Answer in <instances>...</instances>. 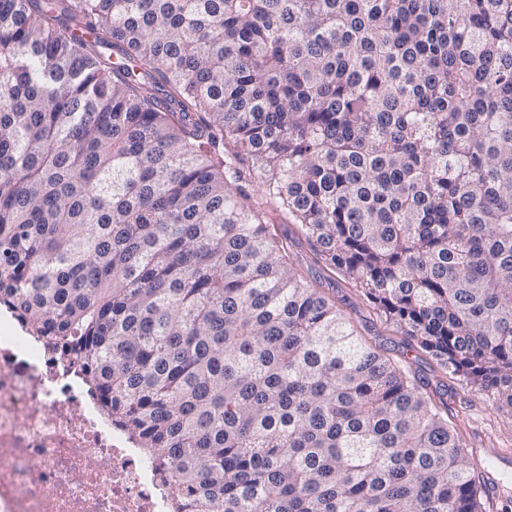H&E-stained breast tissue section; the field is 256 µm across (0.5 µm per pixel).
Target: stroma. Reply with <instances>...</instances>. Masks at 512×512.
Returning <instances> with one entry per match:
<instances>
[{
    "instance_id": "1",
    "label": "stroma",
    "mask_w": 512,
    "mask_h": 512,
    "mask_svg": "<svg viewBox=\"0 0 512 512\" xmlns=\"http://www.w3.org/2000/svg\"><path fill=\"white\" fill-rule=\"evenodd\" d=\"M311 257L307 241L297 240L291 248L293 266L308 281L322 284L360 338L405 366L411 378L424 383L432 399H446L448 417L457 423L463 446L472 449L476 461L482 462L498 481L496 496L484 500L485 512H512V411L494 407L476 385L445 370L429 354L411 348L396 326L342 275L326 282L322 269L312 263Z\"/></svg>"
}]
</instances>
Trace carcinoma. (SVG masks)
<instances>
[{
	"label": "carcinoma",
	"instance_id": "obj_1",
	"mask_svg": "<svg viewBox=\"0 0 512 512\" xmlns=\"http://www.w3.org/2000/svg\"><path fill=\"white\" fill-rule=\"evenodd\" d=\"M279 217L512 409V0H0V305L169 512H483Z\"/></svg>",
	"mask_w": 512,
	"mask_h": 512
}]
</instances>
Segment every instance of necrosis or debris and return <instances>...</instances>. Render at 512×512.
I'll return each mask as SVG.
<instances>
[{
  "instance_id": "1",
  "label": "necrosis or debris",
  "mask_w": 512,
  "mask_h": 512,
  "mask_svg": "<svg viewBox=\"0 0 512 512\" xmlns=\"http://www.w3.org/2000/svg\"><path fill=\"white\" fill-rule=\"evenodd\" d=\"M154 469L100 418L78 367L0 318V512H167Z\"/></svg>"
}]
</instances>
